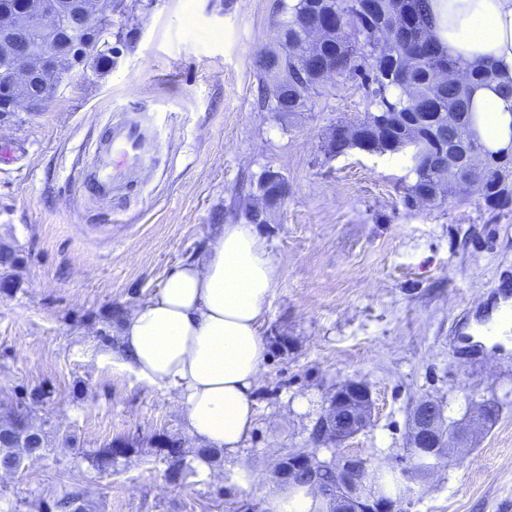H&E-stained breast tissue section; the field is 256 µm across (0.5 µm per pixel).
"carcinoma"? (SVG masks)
Listing matches in <instances>:
<instances>
[{
	"instance_id": "1",
	"label": "carcinoma",
	"mask_w": 512,
	"mask_h": 512,
	"mask_svg": "<svg viewBox=\"0 0 512 512\" xmlns=\"http://www.w3.org/2000/svg\"><path fill=\"white\" fill-rule=\"evenodd\" d=\"M370 11H358L354 0H297L290 7L285 19L274 30L273 46L259 64L261 87L257 103L268 112L290 114L307 112L313 106L307 82H320L322 76L311 74L312 56L288 53V43L301 41V34L310 26L322 23L323 13L336 14V31L318 43L316 56L326 66H336V76L360 80L364 90L366 112L362 122L376 120L381 114L398 117L404 112H416L420 129L419 143L411 154L410 172L414 180L405 185L403 201L414 204L420 190L428 186L435 196L444 197L456 178L448 168V159L439 165L433 163L440 147L462 139L464 128L440 122V112L452 110L462 116L469 112L471 89L495 78L491 65L462 63L452 60L433 38L434 21L429 0H371ZM414 21L407 40H394L389 33L394 26L405 21V15ZM415 54V61L403 81L388 79L398 73L403 60ZM445 70L464 71L469 81L459 83L454 79L440 80ZM479 171V181L474 192L491 208L512 206V163H497L490 159L472 158ZM44 449L42 436H37L24 448H1L0 467L8 471L19 470L20 461ZM170 459L176 470L167 477L174 481L184 475L185 451L181 444L170 441L159 448ZM404 466L388 471L374 469L371 477L382 495L397 500L403 498V472L410 464L422 465L424 460L408 448Z\"/></svg>"
}]
</instances>
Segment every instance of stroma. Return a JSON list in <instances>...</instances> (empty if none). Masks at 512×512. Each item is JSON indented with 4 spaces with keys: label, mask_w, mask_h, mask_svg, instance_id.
<instances>
[{
    "label": "stroma",
    "mask_w": 512,
    "mask_h": 512,
    "mask_svg": "<svg viewBox=\"0 0 512 512\" xmlns=\"http://www.w3.org/2000/svg\"><path fill=\"white\" fill-rule=\"evenodd\" d=\"M289 0H114L102 70L65 76L52 101L0 127V422L25 404L50 445L0 474V512H48L78 494L85 512H240L280 493L266 473L310 449L326 396L368 384L370 425L348 443L392 466L410 413L429 398L462 418L498 400V420L441 460L401 512H512V359L457 360L448 328L512 270V208L465 191L412 207L406 153L337 157L322 145L361 118L358 82L329 78L291 119L257 106V60ZM136 111L158 132V165L112 198L85 194L79 172L107 119ZM269 171L288 184L259 230L278 277L259 323L268 359L255 424L235 455L201 467L173 395L111 353L117 317L195 260L221 224L260 200ZM181 441L189 476L167 477L157 438ZM111 467L90 456L114 441Z\"/></svg>",
    "instance_id": "35a3bbf8"
}]
</instances>
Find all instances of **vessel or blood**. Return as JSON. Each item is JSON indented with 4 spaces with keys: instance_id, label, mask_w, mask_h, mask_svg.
Segmentation results:
<instances>
[{
    "instance_id": "b4317fda",
    "label": "vessel or blood",
    "mask_w": 512,
    "mask_h": 512,
    "mask_svg": "<svg viewBox=\"0 0 512 512\" xmlns=\"http://www.w3.org/2000/svg\"><path fill=\"white\" fill-rule=\"evenodd\" d=\"M156 162L155 132L138 116L128 115L107 127L90 158L84 187L101 197L119 193L124 186ZM512 326V279L503 278L481 308H464L448 332V344L457 358L472 360L486 349L507 352L506 341L495 330Z\"/></svg>"
}]
</instances>
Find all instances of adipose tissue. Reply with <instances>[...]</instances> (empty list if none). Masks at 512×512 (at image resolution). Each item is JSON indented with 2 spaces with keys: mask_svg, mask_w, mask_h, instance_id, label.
<instances>
[{
  "mask_svg": "<svg viewBox=\"0 0 512 512\" xmlns=\"http://www.w3.org/2000/svg\"><path fill=\"white\" fill-rule=\"evenodd\" d=\"M433 34L448 56L492 64L493 83L473 88V129L491 151L512 143V0H430ZM277 278L257 225H223L198 261L116 324L112 356L149 385L170 391L186 433L236 454L254 426L252 392L267 357L259 331Z\"/></svg>",
  "mask_w": 512,
  "mask_h": 512,
  "instance_id": "obj_1",
  "label": "adipose tissue"
}]
</instances>
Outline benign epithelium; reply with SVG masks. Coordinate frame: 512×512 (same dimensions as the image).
<instances>
[{"label":"benign epithelium","instance_id":"1","mask_svg":"<svg viewBox=\"0 0 512 512\" xmlns=\"http://www.w3.org/2000/svg\"><path fill=\"white\" fill-rule=\"evenodd\" d=\"M112 14V0H22V8L0 12V71L6 77L8 96L0 98V124L19 112H35L56 92L63 76L84 67V58L105 47L102 24ZM468 121L467 151L448 148V165L457 170L453 187L475 184V168L467 162L469 151L479 139ZM361 141L357 121L341 123L326 140L336 149V138ZM288 194L286 181L277 172L265 175L261 190L263 208L279 205ZM372 394L362 381H349L336 389L325 402L316 420L309 451L288 452L279 457L269 472V481L278 487L300 482L322 494L328 512H397L400 502L385 500L362 487L359 474L372 468L370 459L342 451L336 455V489L324 488L317 480L321 465L319 450L340 448L363 431L372 417ZM436 403L420 400L412 410L408 435L413 448L434 450L440 460L468 439L465 427L447 431L435 418Z\"/></svg>","mask_w":512,"mask_h":512}]
</instances>
